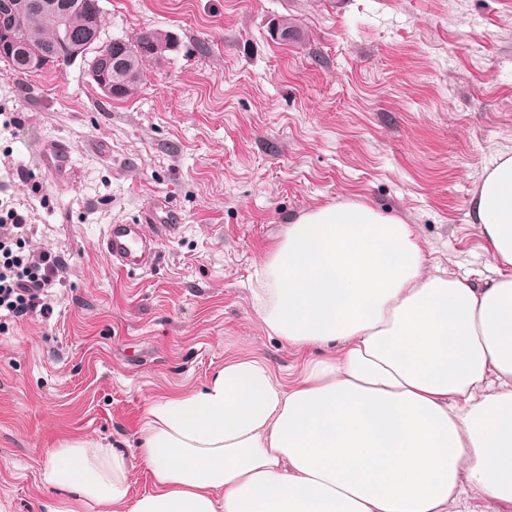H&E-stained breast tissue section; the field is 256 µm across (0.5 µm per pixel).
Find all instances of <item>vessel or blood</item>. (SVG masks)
<instances>
[{
  "label": "vessel or blood",
  "instance_id": "vessel-or-blood-1",
  "mask_svg": "<svg viewBox=\"0 0 512 512\" xmlns=\"http://www.w3.org/2000/svg\"><path fill=\"white\" fill-rule=\"evenodd\" d=\"M43 161L48 172L57 180H66L72 169V149L69 144L53 140L46 144ZM178 224L173 215L157 217L148 211L141 224L109 225L102 247L113 262L125 268L149 266L156 256L160 233L172 232Z\"/></svg>",
  "mask_w": 512,
  "mask_h": 512
}]
</instances>
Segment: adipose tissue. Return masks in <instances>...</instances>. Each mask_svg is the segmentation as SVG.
I'll use <instances>...</instances> for the list:
<instances>
[{"label":"adipose tissue","instance_id":"ef3b65f1","mask_svg":"<svg viewBox=\"0 0 512 512\" xmlns=\"http://www.w3.org/2000/svg\"><path fill=\"white\" fill-rule=\"evenodd\" d=\"M488 248L512 266V156L471 200ZM411 228L355 201L287 224L255 294L299 347L346 344L284 386L233 359L201 388L153 401L138 455L85 440L52 449L47 512H448L480 487L512 512V275H423ZM151 490L132 500L134 460Z\"/></svg>","mask_w":512,"mask_h":512}]
</instances>
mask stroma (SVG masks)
<instances>
[{
	"instance_id": "35a3bbf8",
	"label": "stroma",
	"mask_w": 512,
	"mask_h": 512,
	"mask_svg": "<svg viewBox=\"0 0 512 512\" xmlns=\"http://www.w3.org/2000/svg\"><path fill=\"white\" fill-rule=\"evenodd\" d=\"M102 40L172 37L133 98L87 60L18 78L0 62V200L25 205L27 250L59 255L48 315L0 318V512H42L51 449L133 453L148 405L255 358L291 385L343 343L271 332L252 290L286 224L353 199L410 224L424 274L500 266L469 216L512 155V0H99ZM293 27L273 37L281 19ZM73 148L70 178L44 142ZM164 203L180 228L154 265L120 271L108 225ZM72 148L69 144L53 140L46 144L43 161L48 172L57 180L65 181L72 169Z\"/></svg>"
}]
</instances>
